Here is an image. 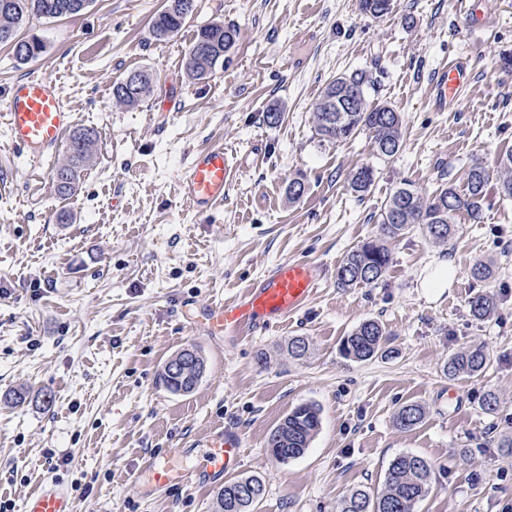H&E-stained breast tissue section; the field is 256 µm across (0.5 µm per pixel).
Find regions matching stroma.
Segmentation results:
<instances>
[{
	"label": "stroma",
	"mask_w": 512,
	"mask_h": 512,
	"mask_svg": "<svg viewBox=\"0 0 512 512\" xmlns=\"http://www.w3.org/2000/svg\"><path fill=\"white\" fill-rule=\"evenodd\" d=\"M163 0H92L77 16L32 18L21 36L45 45L19 63L0 45V97L32 76L53 79L76 127L95 128L94 158L76 190L60 196L54 173L67 155L34 162L8 150L0 122V501L20 507L42 479L75 491L76 512H213L223 479L199 484L191 469L205 438L231 429L243 438L240 476L266 487L256 512H336L347 491L382 490L390 461L410 452L432 465V488L415 512H512V200L488 187L484 220L458 216L445 243L421 228L390 240L391 264L377 284L336 285L346 253L379 233L392 193L409 182L422 196L445 184L464 190L469 168L512 151V0H394L382 19L360 0H196L187 25L158 42L151 18ZM213 20L239 39L209 79L187 77L195 32ZM459 61L470 84L452 110L434 111L431 81ZM134 70L154 77L138 107L112 100V84ZM365 76L371 103L402 112L394 158L378 157L369 133L320 141L311 111L334 77ZM279 105L284 119L263 123ZM224 145L260 147V166L242 162L223 202L200 214L179 196L192 153ZM372 164L361 195L354 168ZM299 178L304 197L289 202ZM65 211L70 221H56ZM284 260L324 270L309 303L284 323L235 340L210 335L200 309L229 302ZM492 264L491 280L469 269ZM449 266L448 282L432 286ZM496 309L475 318V295ZM390 336L386 357L354 362L342 341L363 321ZM306 337L299 360L284 346ZM206 360L188 394L158 383L165 361L187 346ZM480 345L486 368L444 373L448 358ZM24 387L23 405L7 398ZM53 405L44 408L43 393ZM495 393L497 411L482 406ZM321 424L299 458L280 462L265 442L296 406ZM421 405L404 430L399 410ZM180 451L188 474L167 490L137 475L151 457Z\"/></svg>",
	"instance_id": "obj_1"
}]
</instances>
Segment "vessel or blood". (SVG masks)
<instances>
[{
    "label": "vessel or blood",
    "instance_id": "b4317fda",
    "mask_svg": "<svg viewBox=\"0 0 512 512\" xmlns=\"http://www.w3.org/2000/svg\"><path fill=\"white\" fill-rule=\"evenodd\" d=\"M470 75L463 63L439 69L433 79L432 102L436 111L447 110L468 86ZM0 119L16 154L33 161L51 158L73 126V114L65 106L56 83L47 77H28L15 82L0 98ZM235 164L223 147L199 150L180 177L181 198L196 211H210L223 201ZM321 282L320 268L307 261H283L271 266L248 292L230 304L208 306L203 312L212 334L236 338L280 323L300 310ZM242 437L232 431L211 434L194 469L217 478L241 465ZM174 454L152 460L141 472L155 490L179 482ZM74 496L54 479L27 496L21 512H74Z\"/></svg>",
    "mask_w": 512,
    "mask_h": 512
}]
</instances>
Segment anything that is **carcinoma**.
<instances>
[{"instance_id":"1","label":"carcinoma","mask_w":512,"mask_h":512,"mask_svg":"<svg viewBox=\"0 0 512 512\" xmlns=\"http://www.w3.org/2000/svg\"><path fill=\"white\" fill-rule=\"evenodd\" d=\"M86 0H0V44L11 45L15 58L27 63L45 51L42 41L19 36L25 20L30 16L58 19L75 16L85 10ZM390 0H360L362 11L375 18L385 17ZM196 9L195 0H165L151 22L153 37L165 42L176 36ZM238 42V30L222 21H211L199 26L189 47L185 70L193 80L209 78ZM136 86L127 84V77L112 85L116 105L135 108L152 91L153 75L137 71ZM316 135L326 142L345 141L361 131L371 134L378 156L392 158L402 148L401 113L387 104L371 105L367 100L366 80L363 76L341 75L331 80L321 92L312 111ZM97 134L90 129L73 133L67 163L56 172L58 193L66 196L75 189L78 171L93 157ZM376 171L366 164L359 167L349 181L356 194L366 192L374 182ZM499 183L500 195L512 198V153L498 157L496 169L480 163L472 165L467 173L466 192L459 194L456 187L446 185L432 196L424 198L410 184L398 188L388 199L380 218V237L365 241L344 256L336 271L340 288L368 286L377 283L387 273L391 261L386 242L398 238L416 226L436 242H446L454 234L457 216L465 212L472 224L483 223V209L487 189L492 179ZM495 309L494 298L478 294L470 301V311L478 319L490 316ZM387 334L375 320L362 322L341 345L344 358L362 362L387 354ZM487 355L478 346L459 351L448 358L444 371L448 376L474 374L485 369ZM173 373L162 372L161 383L173 393L192 392L206 370L201 352L188 348L176 363ZM424 410L419 405H406L397 414L396 423L402 429H411L422 422ZM320 425L319 409L312 404L295 407L271 431L266 441L268 453L278 461L286 462L304 454ZM431 464L412 453H401L390 462L384 488L378 493L357 489L346 495L338 512H414L415 504L431 491ZM255 484L254 498L238 494L239 480L224 483L217 493V512H255L266 489L256 477L243 478Z\"/></svg>"}]
</instances>
